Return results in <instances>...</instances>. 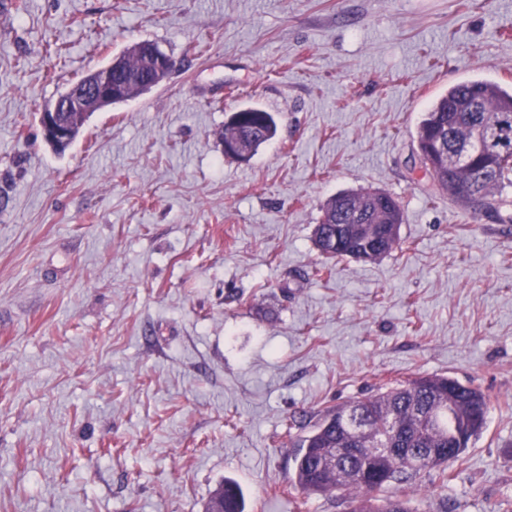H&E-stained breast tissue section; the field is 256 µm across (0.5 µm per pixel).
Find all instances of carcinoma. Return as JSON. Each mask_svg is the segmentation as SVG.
Masks as SVG:
<instances>
[{
    "instance_id": "cac0c4a2",
    "label": "carcinoma",
    "mask_w": 512,
    "mask_h": 512,
    "mask_svg": "<svg viewBox=\"0 0 512 512\" xmlns=\"http://www.w3.org/2000/svg\"><path fill=\"white\" fill-rule=\"evenodd\" d=\"M276 134L271 113L249 107L235 112L224 125L222 142L240 144L231 156L246 160ZM448 139L458 151L454 165L432 178L448 199L476 215L494 202L512 206V88L487 79L456 83L426 110L416 131L420 155L428 154L436 135ZM403 212L391 193L362 189L338 193L325 201L314 243L326 259L316 275H330L333 263L352 259L375 262L400 245ZM488 395L479 387L464 385L448 376H427L396 386H384L362 399L320 411L312 430L297 438L293 486L303 494L346 493L349 512H413L411 496L418 491L420 474L448 469L460 459L481 433L488 410ZM369 420L371 433L358 444V456L336 468L324 470L336 448L351 446L349 412ZM399 427L398 447L405 449L382 457L378 453L388 422ZM455 443L449 458H429L419 463L412 449L444 448ZM404 486L403 498L378 496L388 484ZM214 497L224 499V512H245L239 487L226 482Z\"/></svg>"
}]
</instances>
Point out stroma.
Wrapping results in <instances>:
<instances>
[{
    "label": "stroma",
    "mask_w": 512,
    "mask_h": 512,
    "mask_svg": "<svg viewBox=\"0 0 512 512\" xmlns=\"http://www.w3.org/2000/svg\"><path fill=\"white\" fill-rule=\"evenodd\" d=\"M0 12V512H347L294 489L292 419L445 375L486 428L417 512H512V224L423 177L449 86L512 87V0H18ZM176 62L86 117L41 109L134 43ZM259 107L276 136L221 143ZM380 188L401 244L324 258L326 199ZM275 134L276 122L271 113L255 107H249L244 112H234L224 125L223 150L225 144L231 146L237 143L240 144L241 150L224 153L246 160ZM218 497H224V512L245 511L243 495L236 484L225 482L224 486H222L209 501L206 512L213 507V503Z\"/></svg>",
    "instance_id": "obj_1"
}]
</instances>
